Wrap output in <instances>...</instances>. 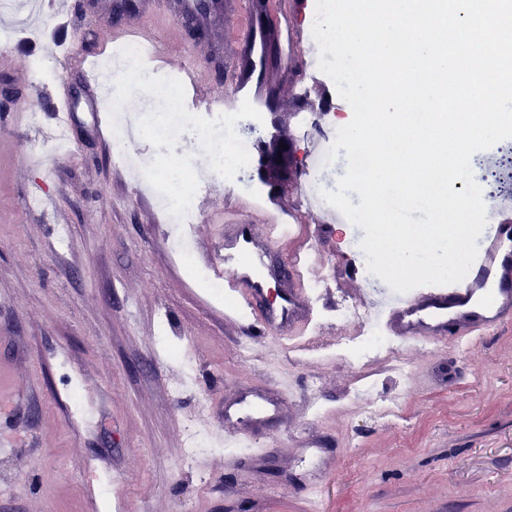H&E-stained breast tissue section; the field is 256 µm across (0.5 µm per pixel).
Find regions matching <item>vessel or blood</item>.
<instances>
[{
  "label": "vessel or blood",
  "instance_id": "obj_1",
  "mask_svg": "<svg viewBox=\"0 0 512 512\" xmlns=\"http://www.w3.org/2000/svg\"><path fill=\"white\" fill-rule=\"evenodd\" d=\"M253 0H235L236 13L246 18L238 28L234 41L237 46L250 47L254 63H261L264 42L275 34L295 44L298 35L289 27L288 9L283 0H268L263 19L253 16ZM117 41L137 40L152 44L159 62H166V49L156 38L153 29L127 23L113 28ZM226 72L237 97L253 101L261 98V84L239 77L240 57L230 51L225 63ZM224 248L213 251L209 241L199 243V261L211 269L229 293L239 302L253 306L264 297L267 280L263 274L271 247H287L290 263H298L302 252L319 253L323 236L321 229L308 231L298 237L284 225L259 219L255 212L243 210L235 201L224 207ZM312 318V306L303 282L289 284L282 296L266 304L259 323L268 333L285 339L301 333ZM512 322V220L503 219L494 225L478 243L477 257L464 279L450 285L419 289L395 298L382 315L387 335L402 341L427 342L446 335L466 340L479 330H489ZM281 405L261 394L242 393L224 407L221 423L207 422L206 427L215 440L236 438L247 440L239 431L242 414L262 422L277 415Z\"/></svg>",
  "mask_w": 512,
  "mask_h": 512
}]
</instances>
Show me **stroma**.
<instances>
[{"label": "stroma", "mask_w": 512, "mask_h": 512, "mask_svg": "<svg viewBox=\"0 0 512 512\" xmlns=\"http://www.w3.org/2000/svg\"><path fill=\"white\" fill-rule=\"evenodd\" d=\"M297 2L300 38L283 48L269 79L281 87L282 141L301 163L314 141L301 137L300 125L346 106L310 62L315 38L305 15L315 0ZM74 3L53 0L27 29L19 14L0 13V30L12 34L0 58V363L12 366L22 396L0 402V432L20 441L0 451V512H512V323L466 343L397 340L393 353L359 369L340 363L338 347L353 330L338 308L373 306L393 291L360 275L364 230L350 226L343 240L330 220L311 327L282 363L293 379L286 414L258 427L240 422L269 455L224 447L185 462L186 429L200 414L217 422L236 390L276 389L277 370L259 360L273 337L254 311L233 310L231 296L186 273L165 211L99 140L97 126L114 128L115 112L137 117L145 175H159L153 93L125 96L115 111L81 77L85 61L114 47L119 18L100 0L79 10ZM137 21L171 46L167 72L180 73L187 59L205 71L207 100L190 101L191 111L232 108L216 64L239 16L202 40L188 34L178 0H152ZM35 58L53 63L52 79L34 80ZM64 92L75 109L71 150L34 168ZM479 156L489 176L485 203L512 218V139ZM288 181L284 193L263 187L259 203L231 182L213 183L197 200L195 237L222 241L229 198L287 221L289 210L304 208L302 176ZM182 366L193 375L183 388ZM363 376L374 397L398 402V420L365 415L364 397L354 394ZM89 398L99 420L91 433L81 426ZM304 436L334 456L325 477L298 450Z\"/></svg>", "instance_id": "35a3bbf8"}]
</instances>
